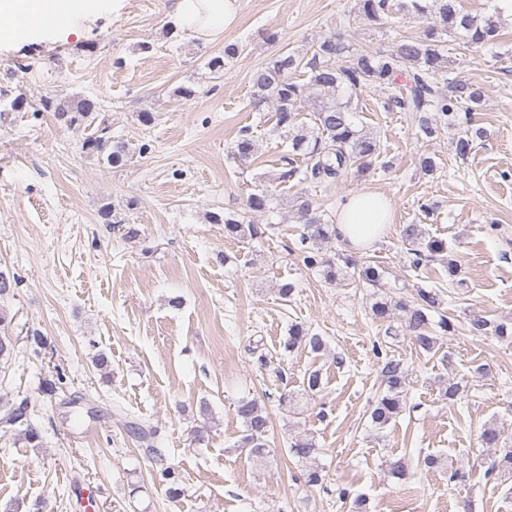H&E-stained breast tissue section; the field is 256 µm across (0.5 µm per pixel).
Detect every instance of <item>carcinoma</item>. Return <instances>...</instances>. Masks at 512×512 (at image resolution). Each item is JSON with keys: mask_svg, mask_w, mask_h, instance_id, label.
Here are the masks:
<instances>
[{"mask_svg": "<svg viewBox=\"0 0 512 512\" xmlns=\"http://www.w3.org/2000/svg\"><path fill=\"white\" fill-rule=\"evenodd\" d=\"M398 7L425 23V40L408 39L389 54H355L343 36L330 33L306 52L282 54L254 72L252 109L262 112L267 105L274 104L276 126L281 130L283 147L290 155L289 168L278 176L280 182L296 180L319 187L328 186L352 169L363 173L370 168L372 159L379 152V142L352 120L356 111L354 97L369 87H386L392 91L388 106L398 112L412 113L420 139L431 140L449 130L456 131L454 149L460 157L468 156L476 141L484 137L482 129L471 126V113L478 111L484 98L483 88L467 80H440L448 72V58L443 54L440 43L445 34L459 37L467 45L490 43L497 40V25L489 18L463 12L457 0H400ZM358 13L373 24L384 25L393 14V5L391 0H358ZM300 71L305 76L303 81L296 77ZM301 104L311 107L315 123L313 131L300 120ZM43 107L47 111L55 110L59 118L71 125L83 122L97 125L96 131L84 142V148L109 166L117 168L124 164L128 146L123 141L112 139L111 123L100 117L93 100L83 98L70 106L55 108L51 102L45 101ZM234 152L243 159L254 155L255 139L249 127L239 129ZM296 156L302 157L303 164L296 163ZM275 200V195L268 189L258 188L248 197V209L253 214L266 215L273 212ZM296 211L300 221L306 224L302 241L313 243L312 247L300 250L299 260L308 269L327 268V279L335 281V263L323 257L320 249L316 248L318 242L331 236L330 224L315 199L308 196L297 201ZM208 220L212 224L224 225L231 238H252L259 234L256 225L247 224L234 214L211 212ZM403 238L411 245L412 263L416 267L445 250V243L441 241L422 242V231L417 224L406 225ZM438 308L437 294L420 289L410 303L394 302L383 295L371 305V312L374 318L386 321L391 318L393 310L402 311L407 328L412 332L410 339L414 349L430 355L437 353L438 336L452 329L443 314L438 320H432V313ZM467 330L472 336L492 334L503 341L512 340V332L506 325H493L481 317L471 319ZM302 346L315 353L325 350L322 337L309 333L300 324H294L288 330L283 349L291 353ZM382 376L384 390L379 393L370 414L372 423L379 428L388 425L406 409L404 391L409 383V373L401 363L392 359L384 363ZM321 387V373L311 371L303 394L291 397V401L297 405L303 397L314 395ZM27 409L25 402L12 407L0 418V429L8 431L21 427L20 435L26 443L37 448L41 443L40 432L28 423ZM236 413L245 428L241 447L248 450L254 463L263 462L268 454L269 431L265 410L255 400H242ZM500 439L497 427L483 429L482 443L495 449L487 473L508 480L512 478V447H500ZM289 452L304 467L308 484L321 483L322 467L317 460L320 448L315 440L298 439L291 443ZM423 465L428 470H448L450 483L462 482L466 478L462 470L447 467V463L435 455L426 456ZM157 475L159 481L167 486L170 498L181 496L179 473L173 467L163 466Z\"/></svg>", "mask_w": 512, "mask_h": 512, "instance_id": "cac0c4a2", "label": "carcinoma"}]
</instances>
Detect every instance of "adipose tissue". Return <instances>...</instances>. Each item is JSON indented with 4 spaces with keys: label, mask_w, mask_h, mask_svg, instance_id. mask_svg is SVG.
Returning a JSON list of instances; mask_svg holds the SVG:
<instances>
[{
    "label": "adipose tissue",
    "mask_w": 512,
    "mask_h": 512,
    "mask_svg": "<svg viewBox=\"0 0 512 512\" xmlns=\"http://www.w3.org/2000/svg\"><path fill=\"white\" fill-rule=\"evenodd\" d=\"M236 6L237 0H170V23L184 39H211L234 24ZM391 222V211L381 194L355 192L340 208L336 236L346 248L363 250L384 236Z\"/></svg>",
    "instance_id": "obj_1"
}]
</instances>
